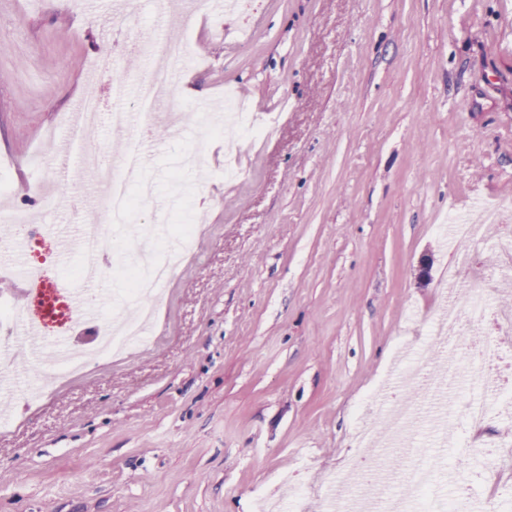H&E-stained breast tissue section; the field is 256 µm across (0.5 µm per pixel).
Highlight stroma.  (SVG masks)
I'll list each match as a JSON object with an SVG mask.
<instances>
[{
	"instance_id": "stroma-1",
	"label": "stroma",
	"mask_w": 512,
	"mask_h": 512,
	"mask_svg": "<svg viewBox=\"0 0 512 512\" xmlns=\"http://www.w3.org/2000/svg\"><path fill=\"white\" fill-rule=\"evenodd\" d=\"M148 34L186 42L173 91L192 87V107L230 85L278 127L236 148L195 126L155 139L157 194L189 195L197 254L165 288L153 347L47 389L0 433V512H254L286 479L304 491L288 512H318L399 345L435 355L459 253L512 311L494 235L440 229L480 204L512 220V0H256L224 18L174 0H0L6 206L32 211L38 179L56 223L94 221L80 156L56 143L87 94L107 108L114 78L145 90ZM103 54L120 75L87 85ZM458 437L466 473H443L438 495L512 501V478L484 479L512 413Z\"/></svg>"
}]
</instances>
